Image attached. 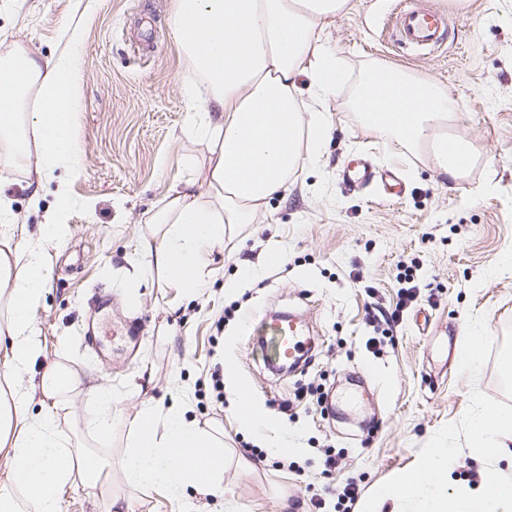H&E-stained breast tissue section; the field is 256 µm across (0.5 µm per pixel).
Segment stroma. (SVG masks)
Wrapping results in <instances>:
<instances>
[{"instance_id":"stroma-1","label":"stroma","mask_w":512,"mask_h":512,"mask_svg":"<svg viewBox=\"0 0 512 512\" xmlns=\"http://www.w3.org/2000/svg\"><path fill=\"white\" fill-rule=\"evenodd\" d=\"M173 5L0 0V56L22 48L54 58L67 27L83 26L80 169L42 183L20 170L0 188L25 227L14 237L22 248L41 245L37 226L59 186L72 199L70 237L43 245L51 284L35 322L45 353L29 377L60 362L103 376L126 411L143 400L180 405L200 426L223 429L225 447L244 462L226 464L211 512H334L346 481L367 498L436 446L455 451L452 485L485 482L501 464L477 458L468 421L481 403L512 407L498 363L512 344V270L499 263L512 248V0H348L323 39L350 82L375 65L437 80L457 103L450 130L471 147L467 170L448 180L429 155L366 132L348 110L349 82L327 104L336 128L321 166L296 172L252 223L225 229L193 296L149 272L148 218L209 156L190 137L194 115L181 87L192 74L170 34ZM411 6L447 16L440 49L395 41V18ZM360 157L393 172L396 188L345 182L346 163ZM273 249L283 262L264 265ZM403 264L419 295L376 354L365 346L376 334L368 313L396 305ZM233 304L235 318L223 321ZM282 311L303 316L312 345L311 360L287 373L265 361L260 336L242 333L244 318L258 325ZM90 327L95 351L84 342ZM469 328L486 337L476 374L448 353ZM230 362L268 415L263 434L240 426L232 385L220 398L212 390L214 368ZM285 438L304 455L279 451ZM329 450L340 463L331 472Z\"/></svg>"}]
</instances>
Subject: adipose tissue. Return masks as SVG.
I'll list each match as a JSON object with an SVG mask.
<instances>
[{
  "label": "adipose tissue",
  "instance_id": "1",
  "mask_svg": "<svg viewBox=\"0 0 512 512\" xmlns=\"http://www.w3.org/2000/svg\"><path fill=\"white\" fill-rule=\"evenodd\" d=\"M346 6L347 0H174L173 36L196 76L182 92L198 111L193 136L208 143L210 158L205 191H175L150 219L155 265L173 287L195 294L210 275L208 256L223 242L225 225L252 223L271 198L287 193L298 169L320 161L334 128L326 105L347 80L322 34ZM67 33L69 50L53 59L20 50L0 60V183L19 169L35 168L44 179L80 165L83 29ZM348 108L365 130L411 151H431L450 179L470 162L467 144L448 135L456 101L434 79L369 68ZM50 278L42 249H0V377L8 386L0 396V512H62L63 489L79 481L100 489L108 512H129L127 494L112 490L116 467L128 491L160 490L181 501L183 512H196L192 493H214L224 480V443L183 408L145 402L126 414L110 386L57 363L39 381L27 380L43 353L34 311ZM77 396L96 405L89 444L64 428ZM469 426L476 453L512 460V408L479 405ZM118 427L126 442L115 463L94 445L111 443ZM454 462L453 449H431L416 468L375 488L367 512H512V470L482 487L452 489Z\"/></svg>",
  "mask_w": 512,
  "mask_h": 512
}]
</instances>
